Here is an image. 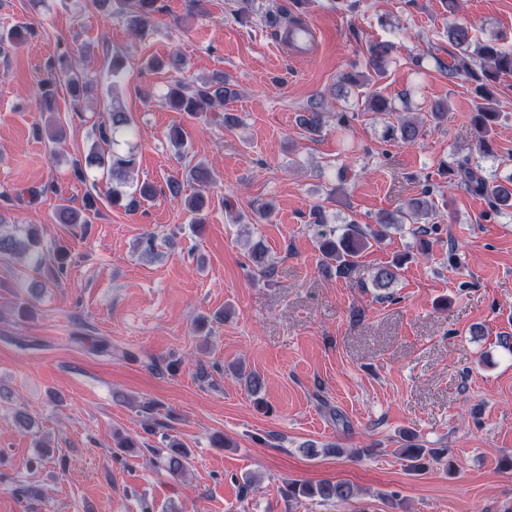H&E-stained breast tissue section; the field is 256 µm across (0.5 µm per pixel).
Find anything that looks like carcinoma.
<instances>
[{
  "instance_id": "1",
  "label": "carcinoma",
  "mask_w": 512,
  "mask_h": 512,
  "mask_svg": "<svg viewBox=\"0 0 512 512\" xmlns=\"http://www.w3.org/2000/svg\"><path fill=\"white\" fill-rule=\"evenodd\" d=\"M94 8L102 13L116 15L127 24L132 37L141 36L153 23L159 11L157 0H91ZM303 0H292V8H279V11L268 15V25L287 34L302 24L303 17L299 9ZM448 41L454 46L453 62L448 64L436 60L439 70L448 73L449 77L465 74L474 84L473 94L475 107L471 116V126L475 138V154L458 158L453 166L443 162L440 168L452 172L456 186L465 190L473 197L483 199L489 206L486 216H499L512 211V172L506 176H498L486 172L480 164L485 158H497V147L494 143V128L501 119L498 109L497 91L502 77L512 75V50L500 44L501 38L495 37L479 42L474 39L467 23L457 19L448 25ZM396 51L394 43L376 40L366 45L367 72H346L338 77L336 88L344 93L355 92L358 110L376 114L394 111L392 101L372 89L375 78L385 74ZM47 68L50 77L40 84V109L52 110L56 101L57 84L67 88L70 98L76 105L88 97L89 84L83 72L75 69L69 61V54L60 53L51 60ZM236 90L227 86L224 77L216 76L209 81L193 84H178L170 88L165 102L172 108L195 115L216 107L224 106L226 100L234 97ZM450 111L448 102L437 101L429 105L427 114L429 122L439 127L448 120ZM324 102H313L300 115V124L310 133H318L323 127ZM424 122L407 117H398L395 122L385 126L383 138L387 142L413 145L423 136ZM134 128L127 112L119 105L109 107L108 118L97 126L98 144L103 152L92 151L85 158V165H76L75 174L83 179L86 169L102 168L112 179V188L108 198L117 205L128 199L126 208L135 209L140 201L154 197L155 186L147 181L136 185L135 191L126 193L128 177L135 171L136 157L132 153H121L116 148V137L133 134ZM433 187L426 184L418 196L408 199L404 206L395 212L385 213L378 217L376 224L361 225L351 220L344 225L341 233L336 229L327 228L324 207L317 205L311 214V224L316 227L318 251L323 272L336 275L338 278L349 279L358 266V258L373 244L382 242L390 229H398L405 224H413V234L420 236L422 253L429 250L428 242L423 236L437 231L435 219L438 208L433 200ZM60 224H82L81 212L69 205H60L57 213ZM25 256L28 261L40 266L46 261L43 244L38 238L37 225L29 224L22 228L8 223L0 213V260L8 261L15 257ZM407 257H399L391 264L377 269L372 276V284L379 289L389 288L400 276V271ZM150 452L158 457L164 456V466L174 478L185 474L189 465L190 455L184 447L171 441L165 448H152ZM316 455L341 457L348 454L359 458L369 453L367 448L346 450L333 444L321 449H312ZM447 449L426 448L419 443H412L400 449V456L406 467L412 472H423L433 463L443 465L446 471L454 469V463L446 459ZM288 501L300 503L304 500L347 502L354 497L353 485L343 481H321L317 484L307 483L298 479L289 480L282 488Z\"/></svg>"
}]
</instances>
